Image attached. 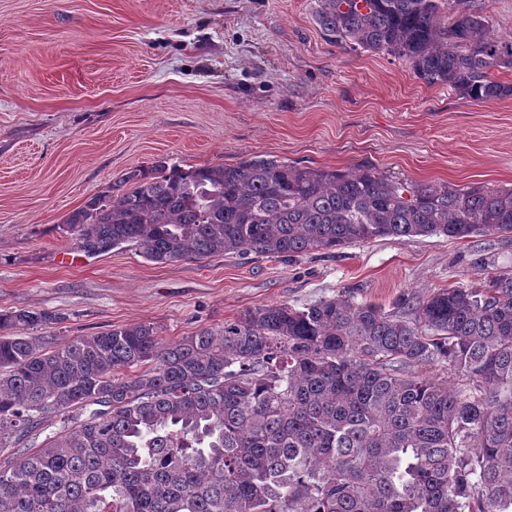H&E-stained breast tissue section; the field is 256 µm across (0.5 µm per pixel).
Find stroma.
<instances>
[{
    "instance_id": "35a3bbf8",
    "label": "stroma",
    "mask_w": 512,
    "mask_h": 512,
    "mask_svg": "<svg viewBox=\"0 0 512 512\" xmlns=\"http://www.w3.org/2000/svg\"><path fill=\"white\" fill-rule=\"evenodd\" d=\"M316 0H0V311L40 336L137 322L173 341L279 303L403 293L512 274V236L380 238L292 260L146 261L73 245L68 215L127 170L255 155L373 166L407 182L512 186V97L475 102L403 62L326 41ZM512 36V0H450Z\"/></svg>"
}]
</instances>
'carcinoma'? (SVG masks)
Returning a JSON list of instances; mask_svg holds the SVG:
<instances>
[{
	"label": "carcinoma",
	"mask_w": 512,
	"mask_h": 512,
	"mask_svg": "<svg viewBox=\"0 0 512 512\" xmlns=\"http://www.w3.org/2000/svg\"><path fill=\"white\" fill-rule=\"evenodd\" d=\"M445 0H317L326 40L387 53L429 85L512 97V38ZM75 245L155 264L291 258L391 237L512 234V188L407 183L275 156L160 159L65 220ZM0 312V448L71 416L0 468V512H512V275L392 306L347 294L249 311L167 342L151 323L33 336ZM440 363L458 377L422 374ZM92 407L78 420L74 412Z\"/></svg>",
	"instance_id": "obj_1"
}]
</instances>
